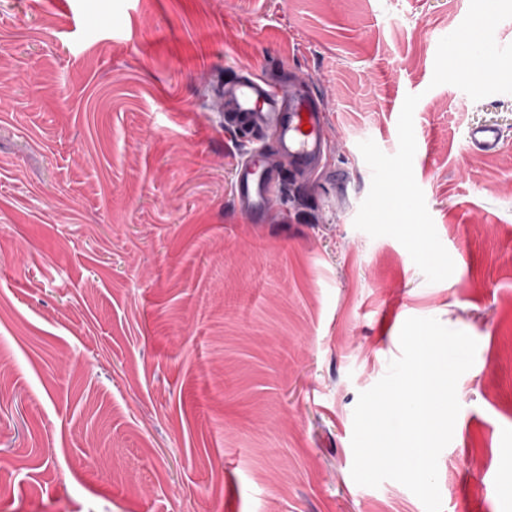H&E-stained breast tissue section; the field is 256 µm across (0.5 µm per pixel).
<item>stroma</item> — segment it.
Returning a JSON list of instances; mask_svg holds the SVG:
<instances>
[{
    "label": "stroma",
    "instance_id": "obj_1",
    "mask_svg": "<svg viewBox=\"0 0 512 512\" xmlns=\"http://www.w3.org/2000/svg\"><path fill=\"white\" fill-rule=\"evenodd\" d=\"M469 5L0 0V512H425L351 476L411 317L478 342L442 512H512V94L431 84ZM270 66L319 98L321 173L225 127L226 79ZM409 94L438 283L354 226L358 144L395 153ZM258 138L286 192L256 224L233 191ZM501 134L494 124H482L471 127L466 135L469 147L478 152H494L500 143Z\"/></svg>",
    "mask_w": 512,
    "mask_h": 512
}]
</instances>
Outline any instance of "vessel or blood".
Instances as JSON below:
<instances>
[{"label": "vessel or blood", "instance_id": "1", "mask_svg": "<svg viewBox=\"0 0 512 512\" xmlns=\"http://www.w3.org/2000/svg\"><path fill=\"white\" fill-rule=\"evenodd\" d=\"M237 112L246 123L276 132L278 144L301 169L315 167L325 149V117L314 93L307 88L283 92L269 74L239 77L224 85ZM496 125L471 127L466 141L472 150L490 153L500 143ZM260 148H252L237 163L235 200L241 211L259 218L272 205L280 179L260 159Z\"/></svg>", "mask_w": 512, "mask_h": 512}]
</instances>
